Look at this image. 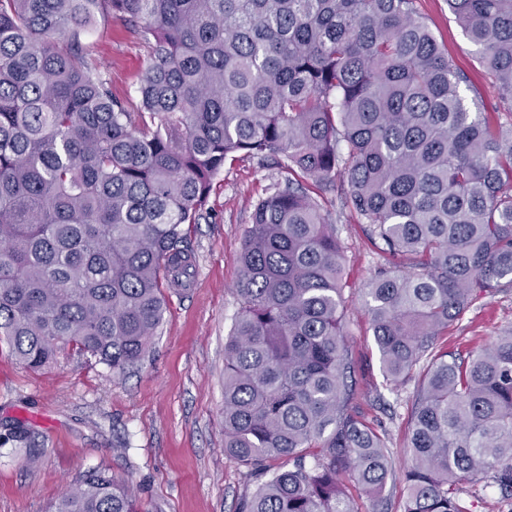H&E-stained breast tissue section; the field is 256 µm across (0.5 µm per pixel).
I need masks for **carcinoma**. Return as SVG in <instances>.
Returning <instances> with one entry per match:
<instances>
[{
  "label": "carcinoma",
  "instance_id": "obj_1",
  "mask_svg": "<svg viewBox=\"0 0 512 512\" xmlns=\"http://www.w3.org/2000/svg\"><path fill=\"white\" fill-rule=\"evenodd\" d=\"M496 109L512 115V0H447ZM151 59L131 112L81 40L97 17ZM244 152L285 178L242 242L224 343V452L266 479L245 512L384 505L385 436L349 411L352 357L334 191L383 264L365 288L385 385L419 378L400 512H469L492 474L512 498V330L435 350L480 298L512 288V130L448 58L414 0H0V338L32 371L64 343L124 371L184 287L212 180ZM52 512H139L104 470Z\"/></svg>",
  "mask_w": 512,
  "mask_h": 512
}]
</instances>
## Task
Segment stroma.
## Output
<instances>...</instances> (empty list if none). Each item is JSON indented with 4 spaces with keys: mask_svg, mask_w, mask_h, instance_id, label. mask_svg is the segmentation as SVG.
<instances>
[{
    "mask_svg": "<svg viewBox=\"0 0 512 512\" xmlns=\"http://www.w3.org/2000/svg\"><path fill=\"white\" fill-rule=\"evenodd\" d=\"M416 8L454 63L467 72L486 102L493 78L479 65L446 0H416ZM111 81L112 94L139 108L148 66L147 44L122 18H99L83 35ZM274 160L240 153L227 159L206 197L203 216L187 243L196 257L190 288L167 292L163 320L145 358L124 373L69 345L34 372L0 345V435L23 425L31 448L0 443V512H49L71 483L106 470L133 489L143 512H242L261 483L224 451V343L240 309L235 284L238 255L255 203L280 179ZM322 213L342 246L343 332L354 361L353 410L386 433L394 475L385 495L399 506L406 493V426L415 385L383 387L379 354L362 295L380 258L362 225L327 193ZM512 330V290L475 303L448 330L441 346L452 353L490 345ZM469 512H512L491 478L467 483Z\"/></svg>",
    "mask_w": 512,
    "mask_h": 512,
    "instance_id": "35a3bbf8",
    "label": "stroma"
}]
</instances>
